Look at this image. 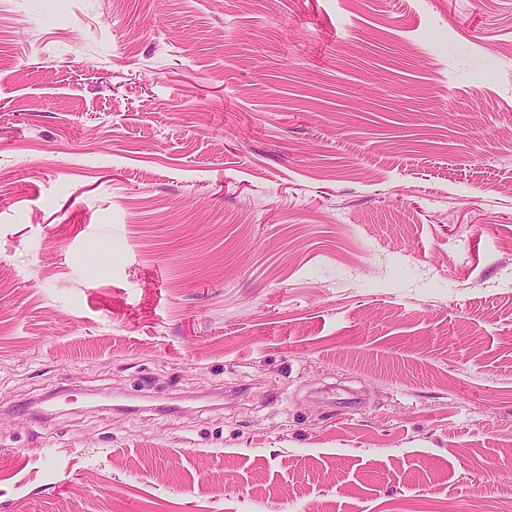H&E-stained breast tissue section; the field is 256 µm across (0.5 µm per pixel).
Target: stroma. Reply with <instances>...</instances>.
Segmentation results:
<instances>
[{
    "mask_svg": "<svg viewBox=\"0 0 512 512\" xmlns=\"http://www.w3.org/2000/svg\"><path fill=\"white\" fill-rule=\"evenodd\" d=\"M0 512H512V0H0Z\"/></svg>",
    "mask_w": 512,
    "mask_h": 512,
    "instance_id": "stroma-1",
    "label": "stroma"
}]
</instances>
